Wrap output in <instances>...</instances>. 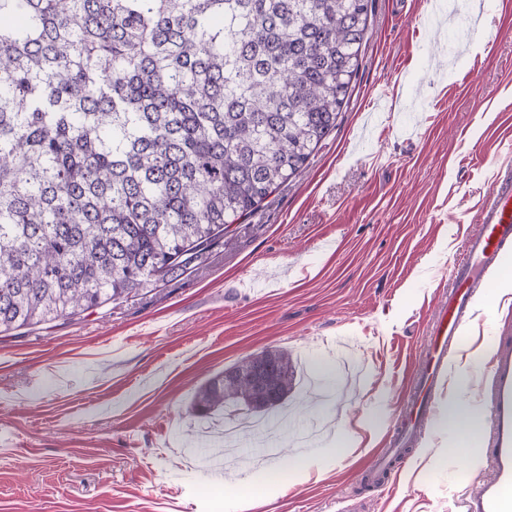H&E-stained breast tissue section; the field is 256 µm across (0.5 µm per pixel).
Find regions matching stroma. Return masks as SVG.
<instances>
[{
	"label": "stroma",
	"mask_w": 512,
	"mask_h": 512,
	"mask_svg": "<svg viewBox=\"0 0 512 512\" xmlns=\"http://www.w3.org/2000/svg\"><path fill=\"white\" fill-rule=\"evenodd\" d=\"M512 169V0H373L352 95L305 170L164 284L0 333V512H463L466 474L433 416L375 488L356 468L384 447L429 338L437 288ZM512 292L498 274L449 355L446 398L474 401ZM266 348L297 364L276 451L206 462L227 427L190 403ZM359 430L342 455L336 431ZM303 458L289 482L266 461ZM221 478H214V471Z\"/></svg>",
	"instance_id": "1"
}]
</instances>
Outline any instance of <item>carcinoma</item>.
<instances>
[{
  "mask_svg": "<svg viewBox=\"0 0 512 512\" xmlns=\"http://www.w3.org/2000/svg\"><path fill=\"white\" fill-rule=\"evenodd\" d=\"M372 0H0V332L185 271L336 129ZM255 364L279 398L290 353ZM250 391L219 373L191 409Z\"/></svg>",
  "mask_w": 512,
  "mask_h": 512,
  "instance_id": "carcinoma-1",
  "label": "carcinoma"
}]
</instances>
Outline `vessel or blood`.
<instances>
[{"mask_svg": "<svg viewBox=\"0 0 512 512\" xmlns=\"http://www.w3.org/2000/svg\"><path fill=\"white\" fill-rule=\"evenodd\" d=\"M479 229L463 240V257L427 323L430 345L410 376V399L398 418L388 447L378 449L362 477L384 484L401 466L399 455L408 437L420 432L436 409L437 393L449 353L459 349L473 315L485 276L498 269L512 248V177L497 178L478 209ZM489 379L477 404L488 414L481 465L469 473L465 512H512V321L504 322L492 346Z\"/></svg>", "mask_w": 512, "mask_h": 512, "instance_id": "1", "label": "vessel or blood"}]
</instances>
